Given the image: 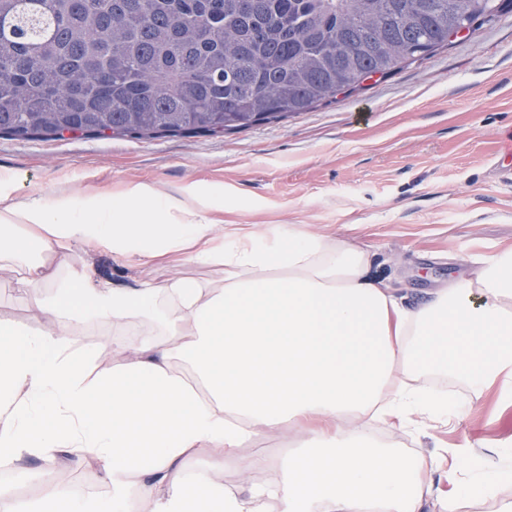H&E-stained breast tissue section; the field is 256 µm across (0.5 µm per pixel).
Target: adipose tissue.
Listing matches in <instances>:
<instances>
[{
    "label": "adipose tissue",
    "instance_id": "adipose-tissue-1",
    "mask_svg": "<svg viewBox=\"0 0 512 512\" xmlns=\"http://www.w3.org/2000/svg\"><path fill=\"white\" fill-rule=\"evenodd\" d=\"M16 183L0 177V264L26 262L33 310L57 324L0 325V458L62 448L98 463L110 502L74 501L61 473L53 498L64 512H421L433 495L426 461L345 434L344 424L371 412L412 424L447 411V396L408 386L412 376L494 386L512 403V249L409 308L371 276L355 241L304 224H227L215 234L209 201L191 186L172 200L133 184L48 202L16 199ZM76 243L141 265L177 254L223 267L224 280L118 287L75 270L46 292L34 248ZM87 319L112 323L111 345L94 354L76 341ZM283 424L303 452L279 461L280 478L227 488L225 464L266 467L243 449ZM199 452L208 469L186 475ZM453 474L449 512L486 497L512 512V499L498 496L512 470L495 455L457 449Z\"/></svg>",
    "mask_w": 512,
    "mask_h": 512
}]
</instances>
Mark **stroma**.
I'll use <instances>...</instances> for the list:
<instances>
[{"label": "stroma", "mask_w": 512, "mask_h": 512, "mask_svg": "<svg viewBox=\"0 0 512 512\" xmlns=\"http://www.w3.org/2000/svg\"><path fill=\"white\" fill-rule=\"evenodd\" d=\"M512 127V9L482 24L428 59L400 69L365 90L288 118L221 136L135 138L65 136L23 140L0 136V176L16 175L17 197H77L87 188L123 190L150 184L175 196L194 186L223 197L226 224H308L351 238L373 255L372 274L407 306L430 291L468 277L476 259L512 247V181L496 155L499 134ZM45 270L66 276L90 266L119 286L146 281L162 287L175 277L221 281L220 268L195 263L136 266L109 251L38 253ZM24 272L0 269V324L51 327L21 293ZM450 417L413 426L373 419L378 442L430 462L427 478L448 488L449 451L508 450L512 463V404L496 390L455 379ZM70 486L105 500L112 488L95 462L69 464L33 457L15 463L6 485L26 512H42L56 473Z\"/></svg>", "instance_id": "35a3bbf8"}]
</instances>
